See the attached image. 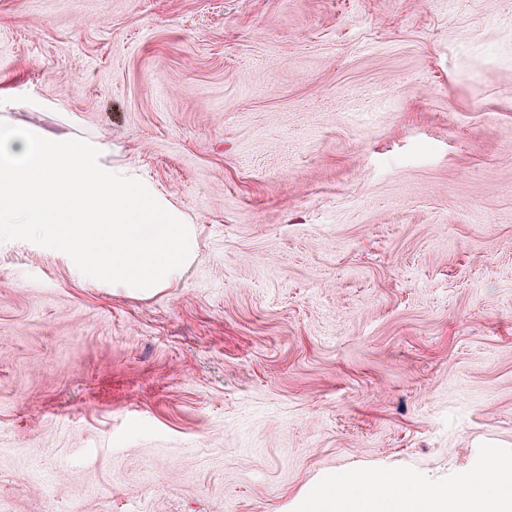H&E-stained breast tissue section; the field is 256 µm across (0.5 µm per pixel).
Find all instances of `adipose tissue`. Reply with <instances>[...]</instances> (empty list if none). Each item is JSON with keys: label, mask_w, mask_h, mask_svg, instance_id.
<instances>
[{"label": "adipose tissue", "mask_w": 512, "mask_h": 512, "mask_svg": "<svg viewBox=\"0 0 512 512\" xmlns=\"http://www.w3.org/2000/svg\"><path fill=\"white\" fill-rule=\"evenodd\" d=\"M298 512H512V493L486 488L481 473L453 492L401 474L343 473L314 488Z\"/></svg>", "instance_id": "ef3b65f1"}]
</instances>
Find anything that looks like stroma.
<instances>
[{"mask_svg":"<svg viewBox=\"0 0 512 512\" xmlns=\"http://www.w3.org/2000/svg\"><path fill=\"white\" fill-rule=\"evenodd\" d=\"M0 122L198 229L148 298L0 244V512L512 485V0H0Z\"/></svg>","mask_w":512,"mask_h":512,"instance_id":"35a3bbf8","label":"stroma"}]
</instances>
